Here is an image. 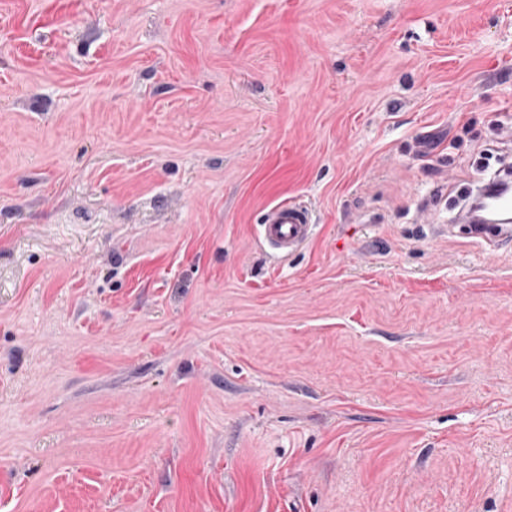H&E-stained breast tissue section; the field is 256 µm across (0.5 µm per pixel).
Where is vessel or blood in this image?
<instances>
[{
	"instance_id": "obj_1",
	"label": "vessel or blood",
	"mask_w": 512,
	"mask_h": 512,
	"mask_svg": "<svg viewBox=\"0 0 512 512\" xmlns=\"http://www.w3.org/2000/svg\"><path fill=\"white\" fill-rule=\"evenodd\" d=\"M315 229L313 213L308 205L284 200L269 207L257 234L259 240L276 254H293L306 245Z\"/></svg>"
}]
</instances>
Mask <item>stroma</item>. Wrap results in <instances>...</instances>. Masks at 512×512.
Returning a JSON list of instances; mask_svg holds the SVG:
<instances>
[{
	"instance_id": "1",
	"label": "stroma",
	"mask_w": 512,
	"mask_h": 512,
	"mask_svg": "<svg viewBox=\"0 0 512 512\" xmlns=\"http://www.w3.org/2000/svg\"><path fill=\"white\" fill-rule=\"evenodd\" d=\"M487 144L512 0H0V512H512ZM313 213L308 205L292 199L278 202L266 211L259 225L258 239L275 254L291 255L306 245L315 229Z\"/></svg>"
}]
</instances>
